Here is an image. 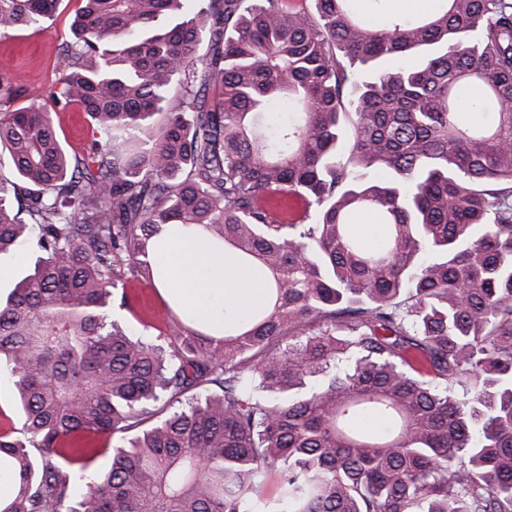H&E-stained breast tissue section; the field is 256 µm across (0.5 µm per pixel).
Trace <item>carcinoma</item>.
<instances>
[{
    "instance_id": "obj_1",
    "label": "carcinoma",
    "mask_w": 512,
    "mask_h": 512,
    "mask_svg": "<svg viewBox=\"0 0 512 512\" xmlns=\"http://www.w3.org/2000/svg\"><path fill=\"white\" fill-rule=\"evenodd\" d=\"M354 2L81 0L82 159L0 73V255L39 254L0 298V512H512V0ZM56 3L0 0V33ZM177 224L262 267L266 302L133 339L109 310ZM15 407L13 386L5 374L0 376V431L20 428ZM16 431V430H14Z\"/></svg>"
}]
</instances>
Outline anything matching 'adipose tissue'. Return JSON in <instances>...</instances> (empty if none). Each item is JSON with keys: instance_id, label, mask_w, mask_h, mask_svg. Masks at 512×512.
<instances>
[{"instance_id": "adipose-tissue-1", "label": "adipose tissue", "mask_w": 512, "mask_h": 512, "mask_svg": "<svg viewBox=\"0 0 512 512\" xmlns=\"http://www.w3.org/2000/svg\"><path fill=\"white\" fill-rule=\"evenodd\" d=\"M155 259L168 298L203 329L223 331L225 323L243 321L265 300V272L237 266L201 232L163 233Z\"/></svg>"}]
</instances>
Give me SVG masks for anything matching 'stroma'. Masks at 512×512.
<instances>
[{
	"mask_svg": "<svg viewBox=\"0 0 512 512\" xmlns=\"http://www.w3.org/2000/svg\"><path fill=\"white\" fill-rule=\"evenodd\" d=\"M77 7V0H59L48 30L0 34V65L20 91L17 106L33 101L44 104L55 116L56 133L66 151L80 157L90 152L91 128L79 106L58 95L61 52L72 39L71 23ZM127 293L131 310L117 308L113 314L130 334L151 338L157 329L166 328L167 321L160 315L164 297L157 283L138 277L128 283Z\"/></svg>",
	"mask_w": 512,
	"mask_h": 512,
	"instance_id": "35a3bbf8",
	"label": "stroma"
}]
</instances>
